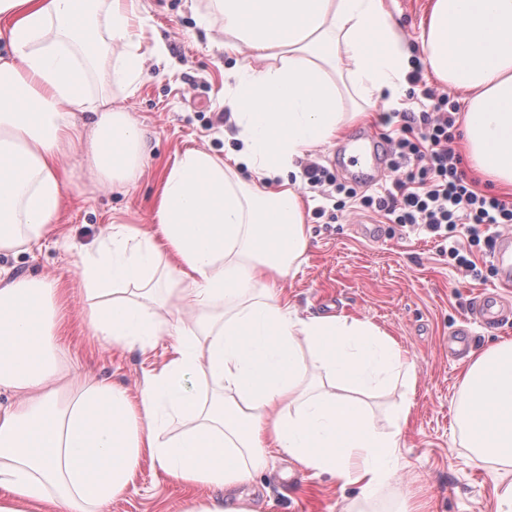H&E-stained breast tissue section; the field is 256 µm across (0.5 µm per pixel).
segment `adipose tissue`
Masks as SVG:
<instances>
[{"mask_svg":"<svg viewBox=\"0 0 512 512\" xmlns=\"http://www.w3.org/2000/svg\"><path fill=\"white\" fill-rule=\"evenodd\" d=\"M214 3L242 88L224 97L239 149L185 150L163 172L153 228L110 224L77 265L95 335L142 350L171 336L172 356L133 396L62 381L59 288L0 267V392L13 396L0 404V512H101L145 455L174 482L227 492L191 512H253L231 491L269 448L366 497L397 473L411 403L383 431L364 395L390 381L413 387V362L370 321L300 317L276 286L309 246L297 159L377 105L402 108L408 42L385 0ZM147 27L141 0H0V252L53 231L65 156L80 154L105 189L140 178L142 128L89 86L100 72L134 95ZM422 47L466 103L475 167L512 186V0H430ZM191 376L215 385L210 401L188 391ZM459 386L456 420L493 465L496 512H512V341L473 355ZM174 420L180 431L166 433Z\"/></svg>","mask_w":512,"mask_h":512,"instance_id":"adipose-tissue-1","label":"adipose tissue"}]
</instances>
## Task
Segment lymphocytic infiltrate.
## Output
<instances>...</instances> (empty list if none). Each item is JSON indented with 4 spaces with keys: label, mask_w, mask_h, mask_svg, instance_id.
I'll use <instances>...</instances> for the list:
<instances>
[{
    "label": "lymphocytic infiltrate",
    "mask_w": 512,
    "mask_h": 512,
    "mask_svg": "<svg viewBox=\"0 0 512 512\" xmlns=\"http://www.w3.org/2000/svg\"><path fill=\"white\" fill-rule=\"evenodd\" d=\"M422 80L421 67H414L408 82L421 88L429 110L399 113V131L387 139L393 174L390 188L358 196L355 188L315 161L305 165L304 176L310 187L320 188L324 195L359 199L362 207L383 213L391 223L446 240L449 264L476 278L481 271L473 248L480 244L492 248L498 228L512 224V203L486 195L467 181L452 148L459 105L450 95L422 88Z\"/></svg>",
    "instance_id": "1"
}]
</instances>
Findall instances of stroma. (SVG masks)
<instances>
[{
    "mask_svg": "<svg viewBox=\"0 0 512 512\" xmlns=\"http://www.w3.org/2000/svg\"><path fill=\"white\" fill-rule=\"evenodd\" d=\"M152 31L145 76L136 94L125 97L113 83L93 82L116 106L134 115L150 149L136 184L120 191L95 187L80 155L66 158L72 179L56 231L45 242L17 255L0 253V267L15 277L55 280L65 297L56 328L58 350L71 371L111 382L136 394L145 372L168 360L173 337L147 350L106 342L85 320L76 263L92 249L111 222L150 227L164 168L176 154L196 146L219 155L237 148L236 129L223 120L225 92L234 91L225 70L234 57L223 49V22L210 0H142ZM429 0H390L405 38L422 57V21ZM308 200L310 232L305 261L282 285L300 316L343 313L371 321L393 336L414 362L413 388L398 386L371 399L374 425L389 428L391 408L410 400L412 414L402 436L396 481L363 500L357 486L327 475L310 476L287 456L271 452L265 467L243 485L256 512H397L411 495L420 512H496L492 463L476 457L454 420L460 375L477 353L505 337L512 321L493 327L472 325L469 351L448 353L457 330L480 294L499 284L488 252L478 253L483 279L475 280L448 263V244L427 234L405 233L382 214L361 210L356 199L336 209L320 189L301 185ZM205 485L171 481L142 457L132 487L104 505L102 512H188L215 496Z\"/></svg>",
    "mask_w": 512,
    "mask_h": 512,
    "instance_id": "1",
    "label": "stroma"
}]
</instances>
